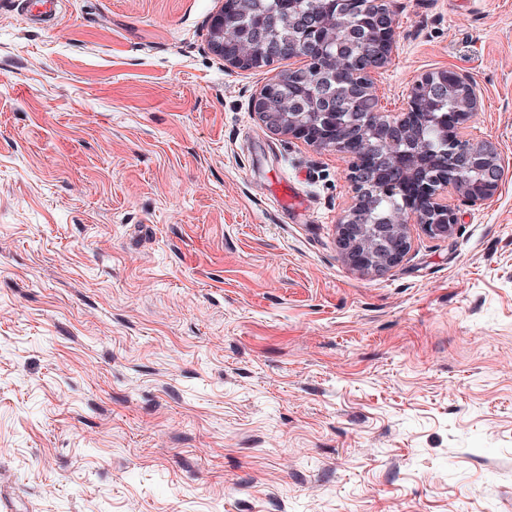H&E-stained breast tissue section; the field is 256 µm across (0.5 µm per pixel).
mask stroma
I'll use <instances>...</instances> for the list:
<instances>
[{"label":"stroma","mask_w":512,"mask_h":512,"mask_svg":"<svg viewBox=\"0 0 512 512\" xmlns=\"http://www.w3.org/2000/svg\"><path fill=\"white\" fill-rule=\"evenodd\" d=\"M0 0V478L16 512H512V0H387L379 111L468 75L500 189L343 259L344 155L270 131L220 0ZM306 206L284 218L277 195Z\"/></svg>","instance_id":"stroma-1"}]
</instances>
